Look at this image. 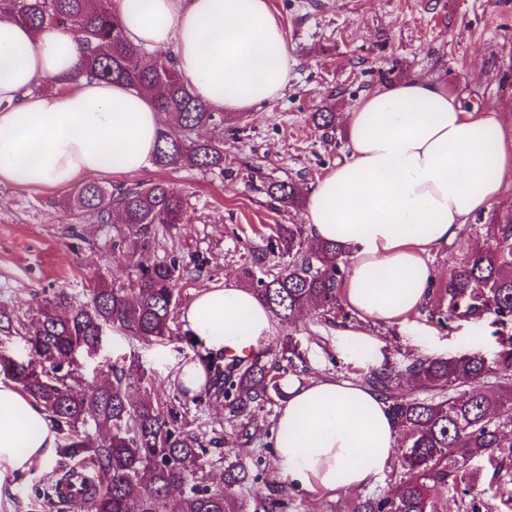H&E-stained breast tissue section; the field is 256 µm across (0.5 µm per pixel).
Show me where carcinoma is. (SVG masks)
<instances>
[{
	"instance_id": "carcinoma-1",
	"label": "carcinoma",
	"mask_w": 512,
	"mask_h": 512,
	"mask_svg": "<svg viewBox=\"0 0 512 512\" xmlns=\"http://www.w3.org/2000/svg\"><path fill=\"white\" fill-rule=\"evenodd\" d=\"M0 14L36 28L49 25L74 33L85 49L84 68L96 78L121 81L134 90L161 89L157 106L170 127L160 136L157 166L224 164V141L195 138L202 127L224 125V114L211 111L185 88L174 59L146 61L143 48L125 38L119 17L105 0H0ZM266 193L284 205L300 203L291 184L272 183ZM67 206L96 214L101 224L119 216L127 232L117 231L113 249L123 250L132 234L141 259L133 281L98 283L87 306L72 304L62 293L26 321L0 312V331L9 333L15 325L25 329L40 363L36 367L1 354L0 371L72 431L59 448L61 476L44 489V498L54 501L60 485L70 483L79 486L87 512H160V501L177 490L172 512H244V504L220 488L198 482L185 488L203 470L209 449L152 392L133 397L114 367L77 388L83 378L76 355L96 354L106 329L144 338L169 332L178 307L180 263L152 259V232L157 224L185 223L186 199L160 181L111 188L90 183L73 192ZM493 236L494 246L470 251L437 285L432 314L443 327L455 318L494 316L493 335L499 337L501 351L492 361L474 353L417 359L405 367L385 364L366 378L367 386L388 404L399 432L392 465L398 485L391 494L357 496L349 512H440L450 500L457 512L489 510L478 491L483 469L489 464L497 474L503 458H512V224L493 225ZM277 250L290 261L270 269L266 256ZM344 256L340 245L305 235L303 225H282L276 242L252 253L247 286L282 323H293L306 308L328 315L345 281ZM202 361L207 381L195 399H224L231 418H249L272 396L283 394L279 380L284 366L267 360L265 351L227 362ZM403 378L417 383L424 396L398 395ZM89 422L105 435L97 441L81 436L78 428ZM77 458L108 475L107 485L101 488L92 476L77 475L70 467ZM224 483L247 484L246 467L228 464ZM287 507L286 485L262 503L263 512Z\"/></svg>"
}]
</instances>
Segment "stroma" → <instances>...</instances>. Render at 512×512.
<instances>
[{
	"instance_id": "35a3bbf8",
	"label": "stroma",
	"mask_w": 512,
	"mask_h": 512,
	"mask_svg": "<svg viewBox=\"0 0 512 512\" xmlns=\"http://www.w3.org/2000/svg\"><path fill=\"white\" fill-rule=\"evenodd\" d=\"M270 6L288 39L290 81L273 102L225 116L223 126L203 131V138L223 140V166L164 169L150 163L135 174L98 178L106 186L164 180L186 196V223L159 229L151 250L156 261L176 257L183 263V305L201 289L223 286L225 279L243 282V267L278 225L303 223V206L271 201L264 187L285 182L309 190L343 160L345 115L364 94L424 76L459 96L464 108L497 109L504 121H512V0H270ZM325 106L336 114L329 129L312 119ZM69 193L66 187L0 185V311L23 315L57 293L85 304L95 283L134 279V250H113L112 225L97 223L92 213L64 209ZM503 221L495 205L463 224L455 239L432 251L438 274L458 266L474 245L492 244L491 226ZM345 331L353 334L354 344L366 347V355L344 353ZM493 331L488 316L460 318L444 327L424 306L407 323L389 324L360 318L342 303L327 318L307 309L293 324L273 323L260 347L280 353L284 336H291L296 356L288 380L361 382L386 363L403 366L474 352L495 358L500 346ZM195 351L176 319L162 338H133L109 329L97 355L80 357V372L90 381L113 366L124 371L133 395L154 389L188 430L212 442L214 463L202 473L208 485L220 486L226 464L246 466L250 481L235 494L245 512H256L283 483L272 445L282 400L274 398L260 411V439L232 447L237 424L229 420L223 401L199 403L170 386L173 360ZM43 481L36 469L19 479L11 496L14 512H74L39 499ZM289 494L290 512H347L354 497L342 489L324 494L293 488Z\"/></svg>"
}]
</instances>
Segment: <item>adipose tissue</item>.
I'll return each instance as SVG.
<instances>
[{"label":"adipose tissue","mask_w":512,"mask_h":512,"mask_svg":"<svg viewBox=\"0 0 512 512\" xmlns=\"http://www.w3.org/2000/svg\"><path fill=\"white\" fill-rule=\"evenodd\" d=\"M116 12L132 43L174 47L181 81L211 110L247 112L288 85V41L269 0H117ZM345 126L348 154L308 190L304 218L314 238L344 245L349 307L402 323L436 279L429 251L501 202L512 125L414 77L364 95ZM162 130L154 95L86 73L72 32L0 16V185L67 187L137 172ZM181 322L216 354L257 347L272 329L268 309L231 280L195 294ZM398 438L371 389L317 378L289 385L274 464L295 486L355 490L385 472ZM57 444L48 413L0 380V493L31 467L50 473Z\"/></svg>","instance_id":"ef3b65f1"}]
</instances>
